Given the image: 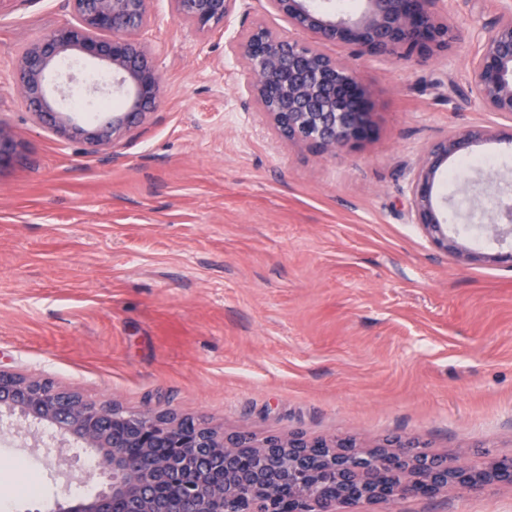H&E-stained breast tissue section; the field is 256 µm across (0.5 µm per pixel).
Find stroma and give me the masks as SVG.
Wrapping results in <instances>:
<instances>
[{
	"instance_id": "stroma-1",
	"label": "stroma",
	"mask_w": 512,
	"mask_h": 512,
	"mask_svg": "<svg viewBox=\"0 0 512 512\" xmlns=\"http://www.w3.org/2000/svg\"><path fill=\"white\" fill-rule=\"evenodd\" d=\"M504 0H454L457 40L415 63L328 46L369 88L372 137L318 157L244 108V63L227 47L254 23L288 33L264 0L198 36L154 0L147 41L165 83L156 112L118 151H90L34 123L15 92V56L71 18L68 0L0 10V128L17 157L0 170V369L51 380L95 405L150 406L256 437L299 431L369 447L416 437L429 454L481 465L512 456V270L467 265L416 224L409 185L452 133L512 131L469 89V55ZM491 137L451 157L435 186L456 223L462 159L496 162ZM44 447L0 432V492L28 458L46 487L14 512H51L77 494L91 451L68 449L71 478ZM381 512H512V485L407 495Z\"/></svg>"
}]
</instances>
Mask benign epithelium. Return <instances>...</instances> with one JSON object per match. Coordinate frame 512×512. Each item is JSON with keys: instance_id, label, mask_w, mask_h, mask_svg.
<instances>
[{"instance_id": "1", "label": "benign epithelium", "mask_w": 512, "mask_h": 512, "mask_svg": "<svg viewBox=\"0 0 512 512\" xmlns=\"http://www.w3.org/2000/svg\"><path fill=\"white\" fill-rule=\"evenodd\" d=\"M72 20L29 44L13 65V87L36 123L92 148L117 147L157 110L164 86L155 50L140 35L154 20V0H69ZM242 0H170L173 16L203 37L223 30ZM293 30L320 45L346 47L354 55H393L405 62L445 51L455 34L443 14L444 0H365L355 16L314 6L312 0H266ZM248 70L244 106H253L289 144L334 154L369 140L374 131L370 92L343 59L292 36L255 25L228 44ZM94 60L112 74V86L128 105L85 124L59 108L47 90L62 60ZM470 89L482 108L512 120V8L492 23L470 57ZM489 135L469 129L437 143L410 185L412 210L432 245L465 264L491 263L512 270V247L478 252L448 231V212L434 187L448 158ZM480 194H462L471 214L491 220L485 230L498 241L512 238V192L488 182ZM34 421L94 451L92 471L107 483L70 496L53 512H356L361 503L386 504L405 495L434 496L455 485L476 489L512 481V456L483 467L463 466L422 450L415 437L389 438L358 449L339 438L300 432L258 439L226 434L202 420L144 407L127 411L96 406L46 379L0 369V422ZM253 449L249 458L240 452ZM311 448H325L317 456ZM395 461L388 485L372 478L380 455Z\"/></svg>"}]
</instances>
